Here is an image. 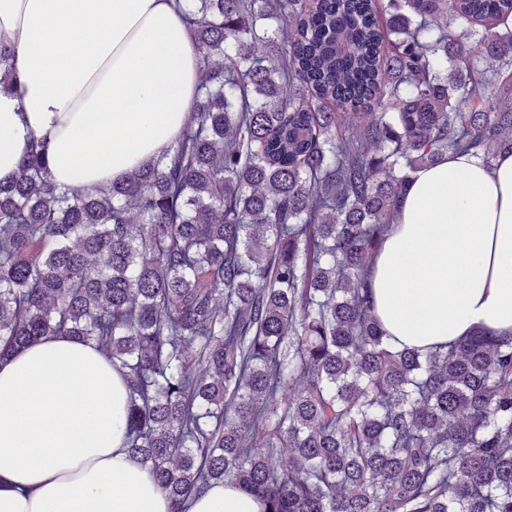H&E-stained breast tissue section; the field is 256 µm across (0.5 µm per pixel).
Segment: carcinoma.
I'll list each match as a JSON object with an SVG mask.
<instances>
[{
  "instance_id": "obj_1",
  "label": "carcinoma",
  "mask_w": 512,
  "mask_h": 512,
  "mask_svg": "<svg viewBox=\"0 0 512 512\" xmlns=\"http://www.w3.org/2000/svg\"><path fill=\"white\" fill-rule=\"evenodd\" d=\"M404 7L186 0L168 156L88 193L33 149L0 181V361L96 343L173 512L226 480L264 512H512V340L395 350L370 283L416 170L512 151V0Z\"/></svg>"
}]
</instances>
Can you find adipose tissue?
I'll return each instance as SVG.
<instances>
[{"mask_svg": "<svg viewBox=\"0 0 512 512\" xmlns=\"http://www.w3.org/2000/svg\"><path fill=\"white\" fill-rule=\"evenodd\" d=\"M17 90L0 91V180L42 140L52 181L93 191L174 146L200 61L176 0H0ZM376 316L396 349L473 332L512 339V153L417 170L372 265ZM128 387L71 336L0 363V512H171L126 447ZM189 512H263L234 484Z\"/></svg>", "mask_w": 512, "mask_h": 512, "instance_id": "1", "label": "adipose tissue"}]
</instances>
